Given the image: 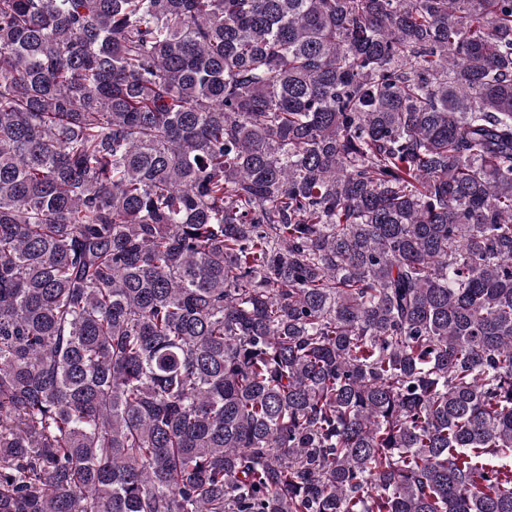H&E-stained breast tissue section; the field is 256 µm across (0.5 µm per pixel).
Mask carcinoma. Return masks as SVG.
Here are the masks:
<instances>
[{"label": "carcinoma", "mask_w": 512, "mask_h": 512, "mask_svg": "<svg viewBox=\"0 0 512 512\" xmlns=\"http://www.w3.org/2000/svg\"><path fill=\"white\" fill-rule=\"evenodd\" d=\"M0 512H512V0H0Z\"/></svg>", "instance_id": "cac0c4a2"}]
</instances>
